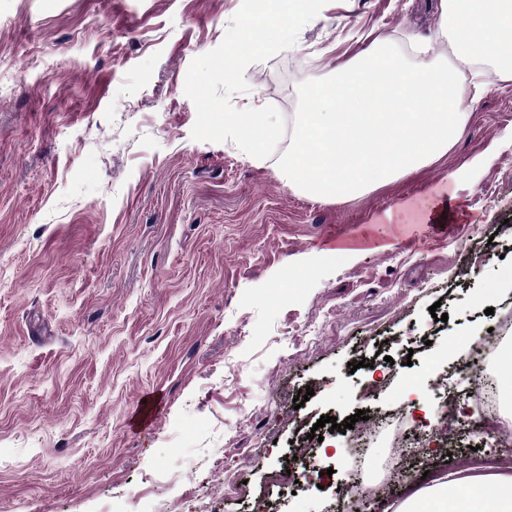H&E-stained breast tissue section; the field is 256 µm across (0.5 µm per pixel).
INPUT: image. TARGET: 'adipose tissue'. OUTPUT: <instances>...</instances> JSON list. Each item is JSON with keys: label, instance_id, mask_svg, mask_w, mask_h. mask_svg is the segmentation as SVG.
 <instances>
[{"label": "adipose tissue", "instance_id": "adipose-tissue-1", "mask_svg": "<svg viewBox=\"0 0 512 512\" xmlns=\"http://www.w3.org/2000/svg\"><path fill=\"white\" fill-rule=\"evenodd\" d=\"M446 30L454 56L461 61L484 59L495 73L512 79V6L498 0H445ZM456 203L447 189L437 188L423 201L408 200L396 212L379 216L382 224H443L452 220ZM456 481H441L407 499L396 512H512V474H494L470 494L455 493Z\"/></svg>", "mask_w": 512, "mask_h": 512}]
</instances>
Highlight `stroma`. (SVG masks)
I'll return each instance as SVG.
<instances>
[{
	"mask_svg": "<svg viewBox=\"0 0 512 512\" xmlns=\"http://www.w3.org/2000/svg\"><path fill=\"white\" fill-rule=\"evenodd\" d=\"M241 3L0 0V512H362L348 438L317 420L412 403L372 439L383 458L435 424L430 383L466 391L448 367L512 322V288L495 285L512 265V81L454 58L441 0H329L293 47L246 68L235 108L293 122L299 83L378 38L450 62L474 98L440 158L319 199L277 157L191 137L188 68ZM437 187L462 205L453 222L384 224L379 242L328 256ZM479 417L458 409L449 465L406 455L387 507L425 471L472 474L473 452L512 459L470 435ZM314 430L322 443L298 453ZM217 458L240 493L215 487ZM309 463L317 479L280 482Z\"/></svg>",
	"mask_w": 512,
	"mask_h": 512,
	"instance_id": "35a3bbf8",
	"label": "stroma"
}]
</instances>
